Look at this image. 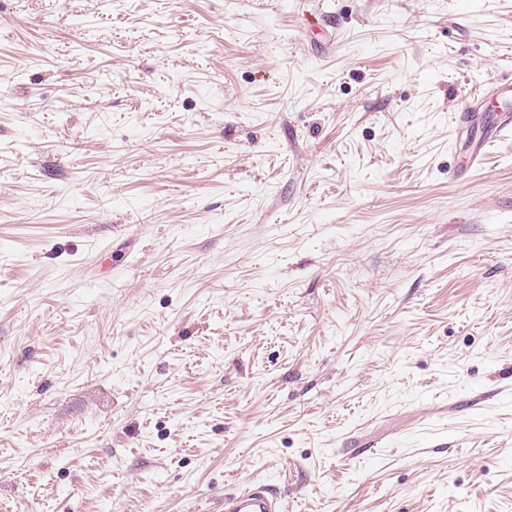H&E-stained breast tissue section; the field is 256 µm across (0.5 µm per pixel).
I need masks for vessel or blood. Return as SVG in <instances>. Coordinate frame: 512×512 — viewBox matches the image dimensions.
<instances>
[{"label": "vessel or blood", "instance_id": "obj_1", "mask_svg": "<svg viewBox=\"0 0 512 512\" xmlns=\"http://www.w3.org/2000/svg\"><path fill=\"white\" fill-rule=\"evenodd\" d=\"M455 125L467 135L471 165H480L489 150L512 132V80L493 81L488 94H475ZM223 506V512H282L278 495L262 482H244L238 490L225 494Z\"/></svg>", "mask_w": 512, "mask_h": 512}]
</instances>
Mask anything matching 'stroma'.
Segmentation results:
<instances>
[{"instance_id":"obj_1","label":"stroma","mask_w":512,"mask_h":512,"mask_svg":"<svg viewBox=\"0 0 512 512\" xmlns=\"http://www.w3.org/2000/svg\"><path fill=\"white\" fill-rule=\"evenodd\" d=\"M0 0V512H512V0ZM487 95L498 103L493 120L485 116L488 112L483 108ZM455 125L458 131L466 132L471 165H480L489 150L512 130V80H494L490 90L473 95L471 106L458 114ZM222 512H281L280 498L265 483L245 481L241 488L224 493Z\"/></svg>"}]
</instances>
